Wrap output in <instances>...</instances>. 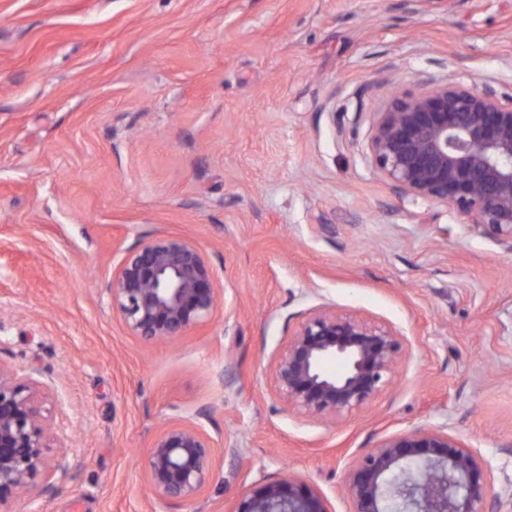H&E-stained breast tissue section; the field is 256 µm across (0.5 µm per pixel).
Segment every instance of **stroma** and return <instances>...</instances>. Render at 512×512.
Returning <instances> with one entry per match:
<instances>
[{
  "label": "stroma",
  "instance_id": "stroma-1",
  "mask_svg": "<svg viewBox=\"0 0 512 512\" xmlns=\"http://www.w3.org/2000/svg\"><path fill=\"white\" fill-rule=\"evenodd\" d=\"M512 98V0H0V364L39 381L70 474L11 512H234L292 477L351 512L349 472L434 428L512 512V251L369 156L392 91ZM185 235L220 285L182 335L132 336L107 287L130 249ZM323 306L407 339L393 384L337 420L272 390ZM189 419L222 449L194 502L140 466Z\"/></svg>",
  "mask_w": 512,
  "mask_h": 512
}]
</instances>
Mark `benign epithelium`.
I'll return each instance as SVG.
<instances>
[{"mask_svg":"<svg viewBox=\"0 0 512 512\" xmlns=\"http://www.w3.org/2000/svg\"><path fill=\"white\" fill-rule=\"evenodd\" d=\"M375 169L401 195L436 202L512 251V101L476 84L446 82L393 95L375 113L369 144ZM108 292L132 336L163 340L199 325L217 306L215 272L203 250L163 235L131 250ZM394 328L349 311L313 307L277 356L276 395L316 419L363 408L392 383L405 356ZM328 358L344 369L324 371ZM54 435L39 382L0 365V507L23 490L46 491L69 474L67 455L51 454ZM221 448L200 425L177 420L154 437L142 462L157 503H191L205 490ZM416 474L401 487L395 475ZM489 512L477 453L441 431L416 428L364 453L349 480L353 512ZM235 512H329L326 500L294 479L242 496Z\"/></svg>","mask_w":512,"mask_h":512,"instance_id":"benign-epithelium-1","label":"benign epithelium"}]
</instances>
